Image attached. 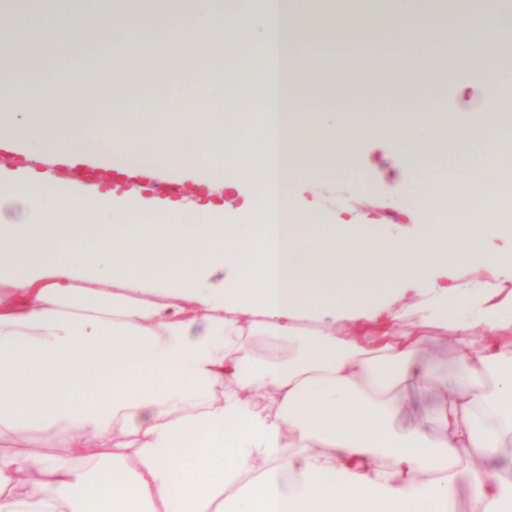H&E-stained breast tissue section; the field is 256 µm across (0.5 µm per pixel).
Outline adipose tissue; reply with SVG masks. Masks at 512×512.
Segmentation results:
<instances>
[{
	"mask_svg": "<svg viewBox=\"0 0 512 512\" xmlns=\"http://www.w3.org/2000/svg\"><path fill=\"white\" fill-rule=\"evenodd\" d=\"M245 4L230 23L214 0H154L147 19L166 27L156 47L182 79L166 98L134 103L125 136L108 118L74 139L46 133L61 103L93 104L81 73L27 85L8 103L6 138L47 162L136 149L189 171L232 166L250 192L227 214L76 197L52 174L0 171V437L42 430L71 451L0 452V512H452L451 466L512 437V341L501 334L512 326V0H447L429 14L452 23L473 77L494 72L483 118L412 128L401 117L382 138L355 115L294 109L309 74L378 73L354 48L364 27L351 23L370 0H335L331 13L298 0ZM113 22L105 12L27 16L37 43L58 49ZM243 48L279 61L284 112L263 113L221 160L199 147L206 127L170 126L156 146L151 115L206 100L241 123L244 100L269 99L259 75L193 80ZM394 78L404 90L446 86L428 54ZM477 139L494 181L450 172L453 194L422 196L430 221L407 230L379 232L295 192L302 179L356 167L360 143L397 149L425 175ZM467 267L488 280L463 287ZM91 279L109 291L85 288ZM409 323L453 335L468 375L441 400L439 438L394 424L391 391L432 380L427 341L405 334ZM477 327L475 349L465 336ZM264 336L287 342V367L257 355ZM102 448L112 467L93 480L81 464ZM470 482L478 512H512V488L483 469Z\"/></svg>",
	"mask_w": 512,
	"mask_h": 512,
	"instance_id": "ef3b65f1",
	"label": "adipose tissue"
}]
</instances>
